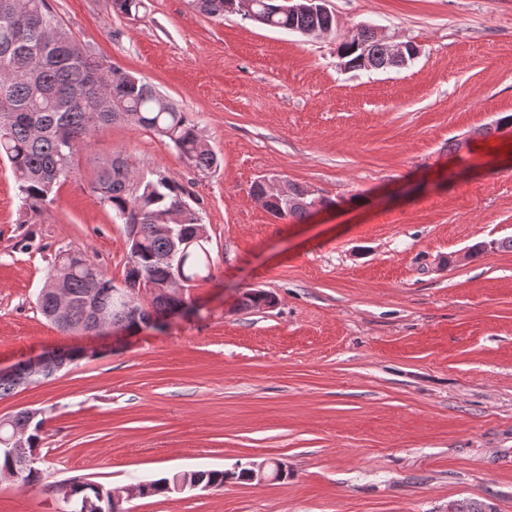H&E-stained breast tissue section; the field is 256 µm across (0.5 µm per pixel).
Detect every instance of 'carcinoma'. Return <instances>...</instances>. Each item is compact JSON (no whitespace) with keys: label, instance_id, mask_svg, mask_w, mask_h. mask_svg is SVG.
<instances>
[{"label":"carcinoma","instance_id":"obj_1","mask_svg":"<svg viewBox=\"0 0 512 512\" xmlns=\"http://www.w3.org/2000/svg\"><path fill=\"white\" fill-rule=\"evenodd\" d=\"M195 10L208 16L226 14V0H190ZM267 0H258L256 22L274 29L305 36L333 31L335 15L320 10L297 14L265 13ZM339 53L349 70L363 69V59L375 62L382 48L365 26L340 42ZM115 123H128L169 140L198 173L207 174L218 162L205 145L197 124L178 111L143 78L117 70L103 57L80 43L61 23L47 0H0V158H4L18 184L24 205L40 209L60 181L73 173L75 156L90 131ZM122 166L102 165L92 182L93 191L124 225L129 251L123 271V286H117L80 250L55 255L36 303L43 315L54 320L51 290L63 279L74 301L68 333H96L100 327L89 317L95 305L112 309L114 330L127 329L126 302L144 313L163 314L186 300V293L200 281L213 278L210 237L200 209L191 195L166 170L157 167L140 174L130 156L119 152ZM277 218L306 220L311 211L287 203L266 204ZM173 278L183 279L184 293L159 289ZM138 286L151 296L144 305L142 292L124 300L122 287ZM274 297L263 290L246 293L242 309L269 307ZM46 420L18 411L11 423L0 425L4 433H24L26 448L39 447ZM28 487L40 483L42 471L32 456L25 458L0 452V479L14 472ZM229 479L249 480V468L228 473L222 469L178 471L169 477L135 484L138 496L153 497L177 492L186 480L211 490L224 488ZM70 512H125L119 492L101 483L74 478L67 490Z\"/></svg>","mask_w":512,"mask_h":512}]
</instances>
